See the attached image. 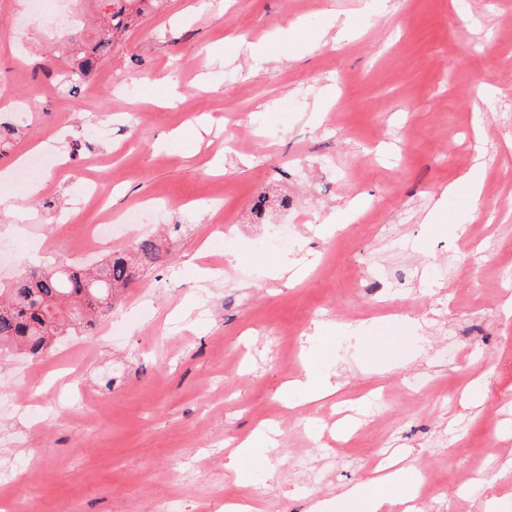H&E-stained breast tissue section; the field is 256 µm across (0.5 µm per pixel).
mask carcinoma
<instances>
[{
	"label": "carcinoma",
	"instance_id": "1",
	"mask_svg": "<svg viewBox=\"0 0 512 512\" xmlns=\"http://www.w3.org/2000/svg\"><path fill=\"white\" fill-rule=\"evenodd\" d=\"M90 39H70L73 67L63 75L77 84L96 69L112 49L116 36L129 26L148 0H102ZM161 258L159 244L142 238L130 251L113 252L93 269L31 268L10 287L0 289V348L15 347L36 356L49 341L74 328H94L112 311L114 298L137 281L145 267Z\"/></svg>",
	"mask_w": 512,
	"mask_h": 512
}]
</instances>
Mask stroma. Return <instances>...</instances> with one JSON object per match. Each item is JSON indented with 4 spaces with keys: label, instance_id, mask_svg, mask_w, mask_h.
Segmentation results:
<instances>
[{
    "label": "stroma",
    "instance_id": "obj_1",
    "mask_svg": "<svg viewBox=\"0 0 512 512\" xmlns=\"http://www.w3.org/2000/svg\"><path fill=\"white\" fill-rule=\"evenodd\" d=\"M60 13L0 0V120L21 131L0 169L39 184L24 222H0V287L137 241L91 251V190L116 215L179 203L143 232L183 230L116 300L108 335L0 352V399L27 393L39 411L0 409V497L16 512H159L167 497L225 512L229 495L311 512L376 476L384 441L444 512L512 499L498 472L512 458V0H156L72 93ZM331 17L355 34L312 44ZM476 166L473 202L458 179ZM346 206L345 235L312 233ZM280 224L291 243L263 248ZM283 254L306 262L300 281L272 275ZM213 262L222 279L200 282ZM343 316L395 336L418 325L421 353L374 374L335 337L326 366L343 388L302 401L285 385L311 361L307 338ZM379 392L376 414L364 402ZM269 421L278 446L239 483L229 457ZM303 461L326 479L304 482Z\"/></svg>",
    "mask_w": 512,
    "mask_h": 512
}]
</instances>
